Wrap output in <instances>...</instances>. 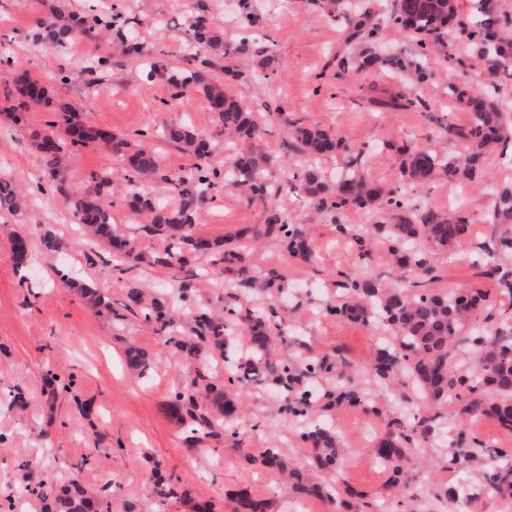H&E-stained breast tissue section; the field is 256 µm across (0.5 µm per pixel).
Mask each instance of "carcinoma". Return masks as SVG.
<instances>
[{
  "mask_svg": "<svg viewBox=\"0 0 512 512\" xmlns=\"http://www.w3.org/2000/svg\"><path fill=\"white\" fill-rule=\"evenodd\" d=\"M392 24L415 45L414 53L385 50L380 45L383 26ZM136 16L123 12L111 15L79 14L63 6L53 9L50 18L38 25L34 40L46 48H64L73 39L91 37L101 29L116 30L121 52L127 56H142L136 35ZM464 42L474 46L484 62V85L480 92L467 84H448V93L465 105L473 114V124L465 137L470 143L468 153L452 161L444 154L417 145H402L403 174L414 185L422 186L444 173L450 181L471 180L481 174L485 155L497 145L509 146L512 120L501 108L500 100L489 90H498L508 74L505 68L512 61V20L498 14L490 0H478L477 15L467 23L455 13V0H394L390 15L381 19L369 10L357 11L349 19L348 39L364 44L351 57L337 61L338 67L357 72L385 70L400 84L379 105L389 111L425 107L415 95L417 88L433 77L430 60L446 56L445 36L449 28ZM198 49L185 55L186 67L179 74L169 76V82L179 95L200 91L209 107L219 116L220 129L210 135L196 134L189 127L170 122L162 126L159 139L172 143L194 155L200 162L188 171L169 179L161 173L157 151L148 143L131 148L126 139H119L110 131L86 125L77 108L58 99L55 93L38 79L22 72L16 76L21 99L9 107L22 112L31 107H42L48 112H60L67 124L64 135L54 130L33 134L34 145L45 163V175L53 191L66 199L81 223L97 242L112 249L116 257L133 256L138 263L169 265L176 262L185 271L180 280V301L187 307L185 324L192 337L190 341L177 340L175 344L190 358L198 356L199 345L205 344L219 352L231 377L229 384L244 379L263 380L268 385L292 393L288 398V415L295 419L308 416L318 396L309 380L319 374L340 376L337 364L326 358L308 361L299 368L278 358L274 353L273 337L267 316L259 311L237 307L238 296H226L224 309L215 311L206 305L191 302L193 280L202 276L201 263L218 266L224 273L225 286L246 292H259L274 298L283 292V280L275 274H265L247 262L245 243L259 248L273 238L289 255L303 261L313 255L314 241L309 225L295 224L277 209H270L264 224H247L224 241H209L202 246L195 234L199 209L207 191L224 178V189L241 192L248 202H267L278 195L282 184L272 181L268 159L251 151H233L226 158L224 174L209 168L202 159L216 149L236 139H252L260 134L251 113L232 93L212 83V72L220 68L230 80H239L244 72L232 65H219L231 55L248 56L254 48L246 40L236 46L224 42V32L209 18L206 0H197V14L191 24ZM108 58L91 60L82 68L88 82L99 79ZM294 148L305 158L300 186L306 193L312 209L331 218L336 232L366 259L374 242L388 244L394 257V266L403 278H414L413 288L391 287L379 276L349 274L340 283L343 300L328 304L325 314L343 317L354 322L376 320L388 327L391 340L378 349L369 372L380 386H386L399 370L405 371L422 398L431 403L453 398L461 404L459 414L467 419L479 414H491L499 425L512 430V270L501 264L503 257L512 253V186L501 185L495 190L494 216L506 230L491 240L485 249V275L500 288L502 299L496 305L487 303L486 296L469 288L455 290L431 287L437 280L432 256L469 232L466 217L451 219L428 207L410 208L402 196L394 191L367 181L360 173L361 157L348 155L345 167L334 177L326 176L318 162L343 149L342 144L328 131L299 125L293 129ZM102 144L123 171L126 205L137 213H148L151 221L133 228V234L119 230L112 223V168H105L92 177L93 190L74 191L63 173V157L67 151ZM170 184L178 205L172 206L154 190L156 180ZM23 197L13 184L0 179V210L17 211ZM347 210L380 214L385 221L354 226L344 224L340 215ZM147 241L162 239L167 243L164 253L140 252L132 255L129 249L134 237ZM63 282L76 288L96 311H111L104 295L87 284L63 274ZM128 299L140 310L144 320L158 334L174 336L180 321L169 310L166 302L147 299V292L132 288ZM247 329L246 344H236L235 331ZM464 346L477 348V356L468 369L459 368L457 351ZM173 417L182 421L188 417L194 423L191 432L216 425L229 431L240 417L239 398L226 390H217L204 373L194 370L187 388L178 392L169 406ZM433 432L432 420H422L416 426L402 421L381 439L374 450L376 459L395 468L394 490L408 482L409 471L404 468L416 436L427 437ZM303 439L314 450V462L321 469L336 467L342 448L331 426L321 422L311 426ZM476 449L460 448L448 462L463 468L485 469L486 486L512 493V450L497 448L483 451L478 438H471ZM264 467L287 472L294 478V489L301 493L317 494L321 487L300 471L290 468L286 459L274 448L262 457ZM40 496L50 500V512H91L99 507L87 491L71 482L55 487L46 486ZM240 512H267L268 504L244 493L237 495Z\"/></svg>",
  "mask_w": 512,
  "mask_h": 512,
  "instance_id": "1",
  "label": "carcinoma"
}]
</instances>
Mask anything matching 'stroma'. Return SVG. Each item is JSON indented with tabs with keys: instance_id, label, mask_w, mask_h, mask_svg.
Returning <instances> with one entry per match:
<instances>
[{
	"instance_id": "1",
	"label": "stroma",
	"mask_w": 512,
	"mask_h": 512,
	"mask_svg": "<svg viewBox=\"0 0 512 512\" xmlns=\"http://www.w3.org/2000/svg\"><path fill=\"white\" fill-rule=\"evenodd\" d=\"M60 1L77 13L115 8L136 15L143 56L120 54L112 31L56 50L36 46L33 34L39 19ZM207 3L227 43L248 38L276 61L275 72L268 75L257 58H249L245 79L231 86L262 129L260 137L246 142V149L270 156L273 173L281 179L301 168L288 134L289 118L332 131L344 149L323 160L325 172L340 168L349 149L361 153L367 180L406 194L414 206L468 218V236L433 258L435 285L477 288L496 302V287L479 276L476 260L480 245L500 232L488 187L512 182V160L493 153L484 175L473 180L452 184L441 175L413 187L402 176L396 151L402 144L453 156L466 150L462 134L473 116L449 96L448 84L481 81L482 61L473 48L454 41L450 60L432 61L434 76L419 90L426 108L383 112L378 103L394 86L387 72H341L331 63L351 51L344 41L343 16L328 17L311 0H254L259 20L245 32L235 0ZM195 13L194 6L183 7L176 0H0V177L16 183L28 198L20 211L0 210V507L5 512H42L33 487L73 479L89 493L103 495L111 512H197L206 502L213 512H238L240 492L267 500L269 512L296 507L337 512L335 494L344 490L356 494L358 512H377L378 503L388 496L392 471L375 459V443L393 419L412 412L434 418L436 432L411 450L413 458L428 456L431 465L417 471L397 496L403 512H512V494L476 490L471 470L448 465L452 447L441 444L439 435L453 427L457 403L419 400L400 374L390 389L376 390L368 367L383 329L321 315L322 306L342 299L336 286L339 273L356 270L388 278L392 257L380 242L369 259L356 260L329 218H313L295 184L267 207L247 205L239 194L221 188L211 190L195 230L220 241L242 225L264 223L272 207L298 223L315 225L311 263L292 259L272 241L249 252L252 265L285 276V292L274 301L246 292L239 302L255 310L276 309L279 358H340L351 385L369 399L364 407L319 404L313 411L338 426L345 449L335 469L317 474L327 496L298 493L286 475L258 462L265 449L275 448L295 466L311 465L312 450L300 437L302 425L280 412L285 393L260 381L234 384L244 413L232 436L217 427L202 439H190L186 424L169 413L175 393L190 379L189 364L176 345L155 334L142 317L128 314L126 307L133 287L151 289L176 306L175 268L141 263L121 271L109 265L106 248L86 242L69 203L50 189L44 161L33 144V133L51 126L64 130L61 113L30 109L17 123L4 106L6 95L16 92V73L52 81L57 71L66 69L74 75L72 82L55 83L54 90L79 108L89 126L130 137L176 121L213 133L218 117L203 93L177 95L166 78L168 71L183 65ZM92 56L110 58L111 64L102 80L89 83L79 72ZM148 61L162 69L150 80L143 74ZM111 162L104 149L87 146L68 155L66 179L75 188H86L91 174ZM46 228L60 238V252L42 251L39 238ZM16 231L28 242L27 261L21 266L13 253ZM63 272L104 289L111 314L95 313L76 291L65 288L59 279ZM130 347L146 354L147 377L128 370L125 351ZM156 461L170 477L175 496L158 495L150 474ZM451 484L460 493L455 502L443 496Z\"/></svg>"
}]
</instances>
